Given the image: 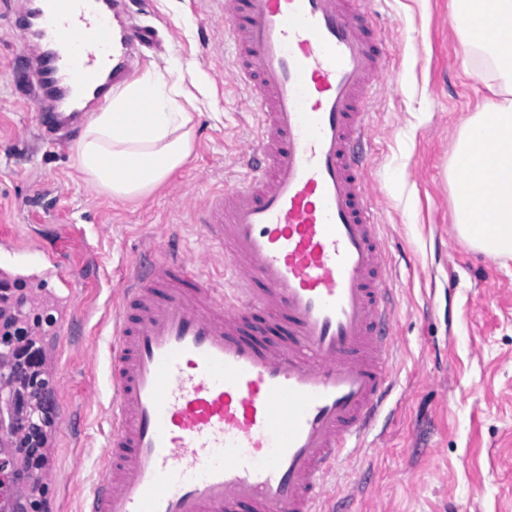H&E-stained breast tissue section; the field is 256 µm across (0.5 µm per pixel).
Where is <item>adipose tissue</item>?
<instances>
[{
	"instance_id": "ef3b65f1",
	"label": "adipose tissue",
	"mask_w": 512,
	"mask_h": 512,
	"mask_svg": "<svg viewBox=\"0 0 512 512\" xmlns=\"http://www.w3.org/2000/svg\"><path fill=\"white\" fill-rule=\"evenodd\" d=\"M180 89L158 70L144 73L91 113L76 143L85 178L115 200L145 197L188 160L193 117Z\"/></svg>"
}]
</instances>
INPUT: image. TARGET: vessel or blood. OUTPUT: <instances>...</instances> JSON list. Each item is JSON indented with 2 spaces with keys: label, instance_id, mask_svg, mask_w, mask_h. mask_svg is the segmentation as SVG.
Returning <instances> with one entry per match:
<instances>
[{
  "label": "vessel or blood",
  "instance_id": "obj_1",
  "mask_svg": "<svg viewBox=\"0 0 512 512\" xmlns=\"http://www.w3.org/2000/svg\"><path fill=\"white\" fill-rule=\"evenodd\" d=\"M123 0H30L19 24L48 136L105 105ZM360 0H224L233 77L258 102L246 173L196 210L221 279L179 248L135 265L114 316L111 429L80 512H328L326 475L394 384V304L372 209L363 106L385 75ZM0 250V287L55 282L61 336L79 283L42 247ZM286 324L267 341L254 308Z\"/></svg>",
  "mask_w": 512,
  "mask_h": 512
}]
</instances>
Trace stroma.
<instances>
[{
	"label": "stroma",
	"instance_id": "35a3bbf8",
	"mask_svg": "<svg viewBox=\"0 0 512 512\" xmlns=\"http://www.w3.org/2000/svg\"><path fill=\"white\" fill-rule=\"evenodd\" d=\"M0 0V227L46 241L85 287L60 390L78 421L56 430L46 501L78 504L108 432L109 313L146 248L175 244L220 267L192 211L243 175L257 133L255 101L231 76L236 47L217 0H127L165 41L143 69L182 68L194 142L187 163L149 196L115 202L76 165L74 146L48 145L15 77V14ZM453 0H369L373 36L392 81L367 101V181L389 257L398 354L386 412L364 448L330 479L332 512H512V256L462 241L448 164L465 121L489 92L466 74Z\"/></svg>",
	"mask_w": 512,
	"mask_h": 512
}]
</instances>
